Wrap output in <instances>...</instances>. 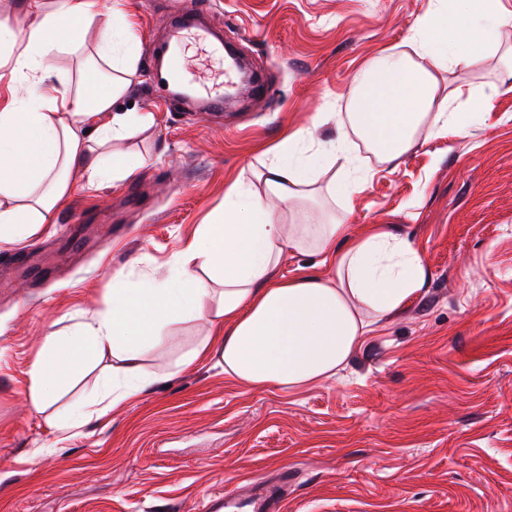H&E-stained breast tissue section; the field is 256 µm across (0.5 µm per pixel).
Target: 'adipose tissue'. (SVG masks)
I'll list each match as a JSON object with an SVG mask.
<instances>
[{"label":"adipose tissue","instance_id":"obj_1","mask_svg":"<svg viewBox=\"0 0 512 512\" xmlns=\"http://www.w3.org/2000/svg\"><path fill=\"white\" fill-rule=\"evenodd\" d=\"M99 13L98 0H27L21 18L0 17V50L12 63L17 91L0 105V240L21 241L51 223L73 190V176L95 185L136 176L141 161L114 157L113 141L150 126L149 112L120 110L138 61V38L120 10L102 30L96 83L61 70L45 78L63 54L80 50ZM512 10L502 0H440L416 24L410 51H388L362 68L350 89L347 134L308 148L301 132L276 146L257 191L235 184L224 212L201 225L164 280L112 291L109 311L68 336H52L30 369L34 408L52 401L71 377L105 357L117 376L100 391L109 408L124 405L147 383L146 352L168 325L209 319L211 330L180 359H206L253 386L299 389L334 377L376 318L399 311L419 291L425 270L405 239L379 228L352 238L336 217L318 224H284L270 203L291 207L338 166L345 194L363 191V164L348 147L357 136L383 163H396L420 138L447 131L464 90L440 95L437 72L494 62L483 103L512 95ZM311 250L329 262L327 277H277L288 250Z\"/></svg>","mask_w":512,"mask_h":512}]
</instances>
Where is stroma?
<instances>
[{"label": "stroma", "instance_id": "35a3bbf8", "mask_svg": "<svg viewBox=\"0 0 512 512\" xmlns=\"http://www.w3.org/2000/svg\"><path fill=\"white\" fill-rule=\"evenodd\" d=\"M141 43L167 42L182 0H120ZM209 24L239 37L271 91L221 112L162 96L139 56L126 97L153 125L113 143L147 157L130 180L76 181L46 230L0 241V512H196L210 494L245 492L288 472L283 512H512V95L465 133L419 142L399 163L366 154L361 193L324 191L310 222L373 224L418 252L425 282L376 321L332 379L297 390L241 384L208 361L178 366L206 336L170 325L147 352L152 383L67 440L57 420L112 375L75 377L45 411L29 370L50 336L103 314L113 276L127 287L170 269L236 182L262 188L266 152L291 132L337 140L319 112H348L375 57L401 49L437 0H200ZM192 76L224 87L206 44L181 42Z\"/></svg>", "mask_w": 512, "mask_h": 512}]
</instances>
